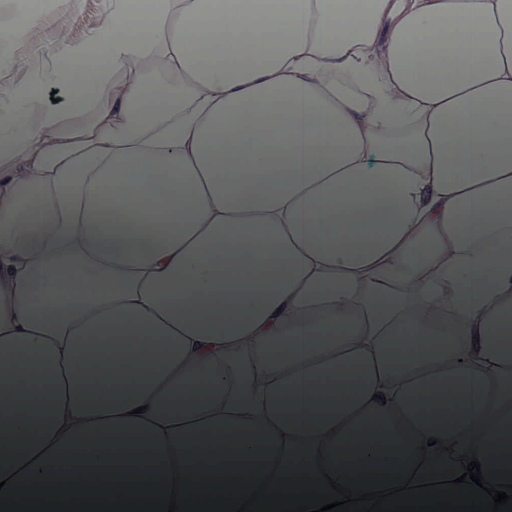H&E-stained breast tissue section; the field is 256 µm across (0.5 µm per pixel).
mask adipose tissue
I'll use <instances>...</instances> for the list:
<instances>
[{"label": "adipose tissue", "instance_id": "ef3b65f1", "mask_svg": "<svg viewBox=\"0 0 512 512\" xmlns=\"http://www.w3.org/2000/svg\"><path fill=\"white\" fill-rule=\"evenodd\" d=\"M112 0L98 90L0 111V481L140 494L78 453L132 440L153 490L188 493L227 441L236 489L284 475L390 488L492 483L512 433V0ZM342 333L340 343L328 336ZM120 341L112 395L86 379ZM404 342L388 364L390 339ZM354 398L321 416L326 380ZM479 391L433 403L443 380ZM292 392L290 411L275 402ZM385 422L395 448L348 460ZM436 445H429V438Z\"/></svg>", "mask_w": 512, "mask_h": 512}]
</instances>
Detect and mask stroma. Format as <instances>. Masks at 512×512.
Listing matches in <instances>:
<instances>
[{
    "label": "stroma",
    "mask_w": 512,
    "mask_h": 512,
    "mask_svg": "<svg viewBox=\"0 0 512 512\" xmlns=\"http://www.w3.org/2000/svg\"><path fill=\"white\" fill-rule=\"evenodd\" d=\"M0 0V110L12 106L17 90L38 85L44 105L61 110L69 89L53 75V54L59 35L76 44L90 43L112 0ZM22 13H32L31 25L17 24Z\"/></svg>",
    "instance_id": "1"
}]
</instances>
